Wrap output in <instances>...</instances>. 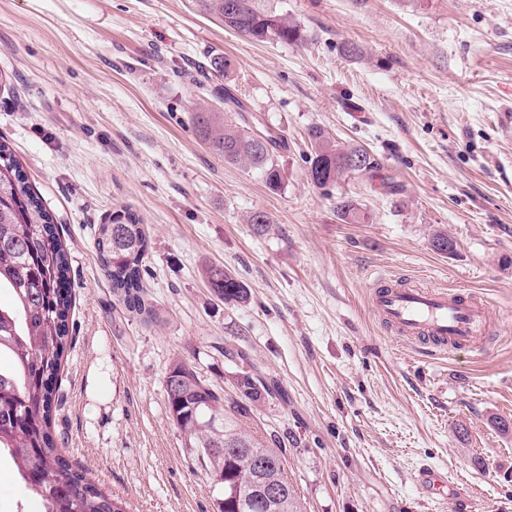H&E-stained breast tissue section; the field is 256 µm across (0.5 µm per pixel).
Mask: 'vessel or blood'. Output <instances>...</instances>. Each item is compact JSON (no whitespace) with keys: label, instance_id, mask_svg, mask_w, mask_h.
Segmentation results:
<instances>
[{"label":"vessel or blood","instance_id":"vessel-or-blood-1","mask_svg":"<svg viewBox=\"0 0 512 512\" xmlns=\"http://www.w3.org/2000/svg\"><path fill=\"white\" fill-rule=\"evenodd\" d=\"M371 306L398 338L443 354L472 346L490 325L485 300L453 289L388 286L374 292Z\"/></svg>","mask_w":512,"mask_h":512}]
</instances>
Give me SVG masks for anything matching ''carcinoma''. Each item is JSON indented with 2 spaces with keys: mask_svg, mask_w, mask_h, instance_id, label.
I'll list each match as a JSON object with an SVG mask.
<instances>
[{
  "mask_svg": "<svg viewBox=\"0 0 512 512\" xmlns=\"http://www.w3.org/2000/svg\"><path fill=\"white\" fill-rule=\"evenodd\" d=\"M204 9L224 21V26L257 42L292 43L301 40L299 26L282 14L261 5L262 0H201ZM196 134L224 162L241 165L258 174L271 190L282 184L275 160L276 138L266 135L257 148L253 133L224 121L221 112L193 113ZM312 147L309 177L327 188L345 176L371 175L377 160L364 148L341 146L319 127L308 131ZM362 157L356 168L352 157ZM341 215L357 222L361 214L346 196L336 198ZM96 250L112 288L126 308L146 321L157 318L146 299L144 259L148 239L144 225L132 219L98 225ZM69 253L42 200L30 185L13 149L0 142V290L13 295L11 305H0V358L10 365L0 368V452L8 453L17 479L38 497L44 512H125L121 500L88 481L59 453L50 425L59 402L57 377L61 361L70 348ZM202 277L214 294L228 304L247 298L245 286L221 266L207 264ZM244 397L226 398L196 369L182 360L171 365L165 380L169 418L181 433L184 445L199 462L209 465L214 481L224 488V509L238 512V490L269 479L283 491L281 506L249 509L247 512H303L285 469L283 450L271 448L242 425L250 403L272 388L262 378L244 372L235 380ZM224 427L225 448L239 452L213 459L208 450L218 447L217 426Z\"/></svg>",
  "mask_w": 512,
  "mask_h": 512,
  "instance_id": "1",
  "label": "carcinoma"
}]
</instances>
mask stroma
<instances>
[{"instance_id":"35a3bbf8","label":"stroma","mask_w":512,"mask_h":512,"mask_svg":"<svg viewBox=\"0 0 512 512\" xmlns=\"http://www.w3.org/2000/svg\"><path fill=\"white\" fill-rule=\"evenodd\" d=\"M267 2L302 41H250L198 0H0V141L70 255L57 444L128 512H216L222 488L164 385L183 360L232 392L230 347L279 387L246 425L280 442L305 512H512V0ZM217 54L227 77L205 71ZM224 86L245 106L229 119L283 138L279 190L196 135L193 112L223 111ZM314 126L365 148L375 176L316 186ZM341 194L361 223L337 214ZM258 211L270 225L249 224ZM128 214L148 235L153 322L95 248L97 225ZM208 262L245 302L214 295ZM381 277L485 297L482 354L397 339L370 305ZM426 466L452 498L422 491ZM0 512H42L5 460ZM202 277L210 284L214 294L224 303H241L247 298L245 286L224 267L207 264L201 270Z\"/></svg>"}]
</instances>
